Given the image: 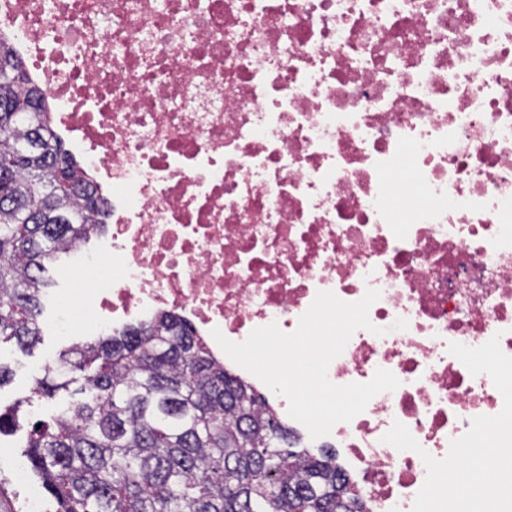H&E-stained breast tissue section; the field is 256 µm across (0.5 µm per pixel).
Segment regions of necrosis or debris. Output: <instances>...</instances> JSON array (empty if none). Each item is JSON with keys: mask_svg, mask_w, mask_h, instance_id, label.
Instances as JSON below:
<instances>
[{"mask_svg": "<svg viewBox=\"0 0 512 512\" xmlns=\"http://www.w3.org/2000/svg\"><path fill=\"white\" fill-rule=\"evenodd\" d=\"M0 38L106 201L58 330L79 303L100 333L167 311L241 342L378 290L383 335L328 377L398 388L297 431L366 512H412L426 467L393 422L440 459L504 406L448 346L512 356V0H0Z\"/></svg>", "mask_w": 512, "mask_h": 512, "instance_id": "necrosis-or-debris-1", "label": "necrosis or debris"}]
</instances>
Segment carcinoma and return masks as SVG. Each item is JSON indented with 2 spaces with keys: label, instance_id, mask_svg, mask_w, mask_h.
I'll return each mask as SVG.
<instances>
[{
  "label": "carcinoma",
  "instance_id": "carcinoma-1",
  "mask_svg": "<svg viewBox=\"0 0 512 512\" xmlns=\"http://www.w3.org/2000/svg\"><path fill=\"white\" fill-rule=\"evenodd\" d=\"M17 65L0 41V339L26 349L39 340L47 265L105 224ZM57 364L34 393L81 398L32 424L25 450L55 512H353L332 458L297 447L284 426L267 436L276 416L183 319L159 314ZM23 417L21 402L0 410V433ZM277 445L287 453L274 459Z\"/></svg>",
  "mask_w": 512,
  "mask_h": 512
}]
</instances>
